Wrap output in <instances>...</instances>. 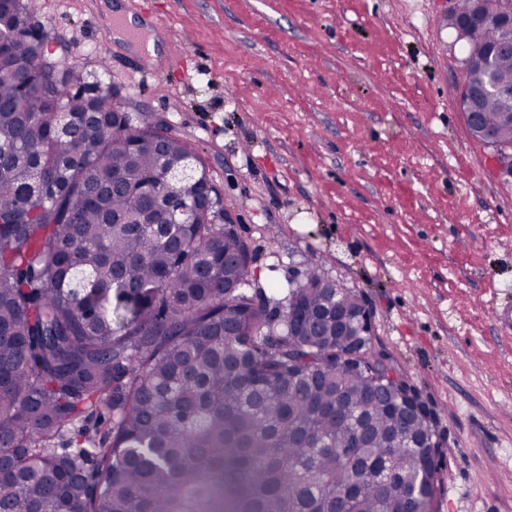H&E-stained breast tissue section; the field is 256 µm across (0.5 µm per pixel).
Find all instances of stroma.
<instances>
[{
    "instance_id": "obj_1",
    "label": "stroma",
    "mask_w": 512,
    "mask_h": 512,
    "mask_svg": "<svg viewBox=\"0 0 512 512\" xmlns=\"http://www.w3.org/2000/svg\"><path fill=\"white\" fill-rule=\"evenodd\" d=\"M39 0L57 64L117 89L206 165L254 287L311 264L362 291L375 350L436 415L435 512H512V181L457 99L446 0ZM114 12L119 15H112V8L107 13V17H109V19L112 18V22L108 30L109 38L111 37L110 34L112 33V29L113 31L121 30L127 42L131 44L144 45L141 40V36L145 34V31L141 28L129 25L125 15L121 14L119 5H114Z\"/></svg>"
}]
</instances>
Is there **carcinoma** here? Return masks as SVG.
<instances>
[{
	"label": "carcinoma",
	"instance_id": "1",
	"mask_svg": "<svg viewBox=\"0 0 512 512\" xmlns=\"http://www.w3.org/2000/svg\"><path fill=\"white\" fill-rule=\"evenodd\" d=\"M37 0H0V512H434L438 468L424 448L438 424L370 404L382 370L336 358L337 281L311 266L271 302L251 291L252 256L224 231V197L170 169L182 140L131 124L81 71L38 66ZM476 97L473 137L512 152V54L498 28L458 7ZM194 205L190 224H160ZM349 310L364 296L344 288ZM365 411L370 438L343 459V419ZM386 476L345 497L361 466Z\"/></svg>",
	"mask_w": 512,
	"mask_h": 512
}]
</instances>
